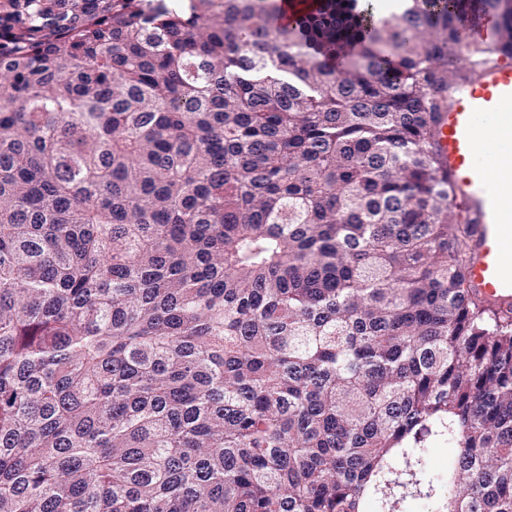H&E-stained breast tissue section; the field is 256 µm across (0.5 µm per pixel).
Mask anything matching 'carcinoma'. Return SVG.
Instances as JSON below:
<instances>
[{"instance_id": "cac0c4a2", "label": "carcinoma", "mask_w": 512, "mask_h": 512, "mask_svg": "<svg viewBox=\"0 0 512 512\" xmlns=\"http://www.w3.org/2000/svg\"><path fill=\"white\" fill-rule=\"evenodd\" d=\"M283 2L0 0V512H512L440 149L512 0ZM466 34L468 40H477L481 42H495L498 39V23L494 15L487 14L475 26L466 24Z\"/></svg>"}]
</instances>
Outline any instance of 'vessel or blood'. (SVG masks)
Returning <instances> with one entry per match:
<instances>
[{
  "label": "vessel or blood",
  "instance_id": "obj_1",
  "mask_svg": "<svg viewBox=\"0 0 512 512\" xmlns=\"http://www.w3.org/2000/svg\"><path fill=\"white\" fill-rule=\"evenodd\" d=\"M468 39L496 41L498 23L485 15L467 26ZM499 134L494 151L503 170L492 175L476 150L483 131ZM448 171L457 198L475 221L474 255L468 276L489 303L512 308V59L503 57L450 99L441 129Z\"/></svg>",
  "mask_w": 512,
  "mask_h": 512
}]
</instances>
